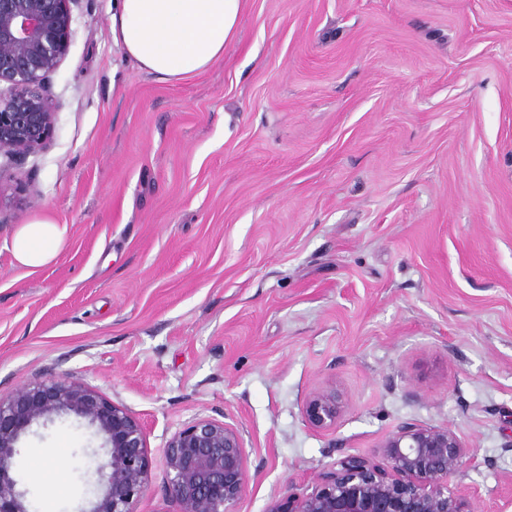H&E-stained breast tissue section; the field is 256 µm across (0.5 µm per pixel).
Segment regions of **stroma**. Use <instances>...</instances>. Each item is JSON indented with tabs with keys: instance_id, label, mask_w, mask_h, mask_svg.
I'll use <instances>...</instances> for the list:
<instances>
[{
	"instance_id": "stroma-1",
	"label": "stroma",
	"mask_w": 512,
	"mask_h": 512,
	"mask_svg": "<svg viewBox=\"0 0 512 512\" xmlns=\"http://www.w3.org/2000/svg\"><path fill=\"white\" fill-rule=\"evenodd\" d=\"M80 0L45 149L0 206V393L79 382L163 448L237 427L238 512L312 491L402 422L450 426L471 512H512V0H247L239 37L170 83ZM66 227L49 267L11 241ZM336 387L329 431L303 407ZM102 440L34 423L13 476L38 512H88ZM43 480H36L35 471ZM66 227L47 217L34 219L16 231L12 251L22 266L41 268L57 258L65 244Z\"/></svg>"
}]
</instances>
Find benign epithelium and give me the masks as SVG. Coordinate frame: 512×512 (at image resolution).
Listing matches in <instances>:
<instances>
[{"instance_id":"obj_1","label":"benign epithelium","mask_w":512,"mask_h":512,"mask_svg":"<svg viewBox=\"0 0 512 512\" xmlns=\"http://www.w3.org/2000/svg\"><path fill=\"white\" fill-rule=\"evenodd\" d=\"M78 0H0V181L4 163L38 155L55 129L51 78L73 39L71 4ZM346 402L336 389L312 392L306 421L336 426ZM86 420L104 437L107 457L86 459L106 478L90 512H138L151 484L144 427L138 417L78 382L36 379L0 394V512H31L13 476L17 442L35 422L53 416ZM468 450L448 426L404 422L378 447L385 460L348 456L309 494L292 492L270 512H470L451 487ZM164 490L177 512H237L249 486L248 455L238 428L199 418L163 450Z\"/></svg>"}]
</instances>
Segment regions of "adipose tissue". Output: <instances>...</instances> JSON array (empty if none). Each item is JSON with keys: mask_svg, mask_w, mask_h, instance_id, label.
I'll list each match as a JSON object with an SVG mask.
<instances>
[{"mask_svg": "<svg viewBox=\"0 0 512 512\" xmlns=\"http://www.w3.org/2000/svg\"><path fill=\"white\" fill-rule=\"evenodd\" d=\"M247 0H120L109 18L113 42L140 69L176 83L208 70L239 34ZM66 229L47 217L16 231L12 251L22 266L57 258Z\"/></svg>", "mask_w": 512, "mask_h": 512, "instance_id": "adipose-tissue-1", "label": "adipose tissue"}]
</instances>
